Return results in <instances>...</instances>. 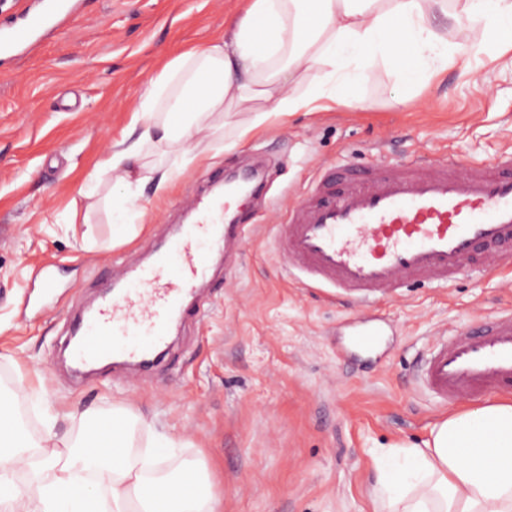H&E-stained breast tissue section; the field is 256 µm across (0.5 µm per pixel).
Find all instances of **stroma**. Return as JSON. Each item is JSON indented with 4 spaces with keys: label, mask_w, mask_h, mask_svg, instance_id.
I'll list each match as a JSON object with an SVG mask.
<instances>
[{
    "label": "stroma",
    "mask_w": 512,
    "mask_h": 512,
    "mask_svg": "<svg viewBox=\"0 0 512 512\" xmlns=\"http://www.w3.org/2000/svg\"><path fill=\"white\" fill-rule=\"evenodd\" d=\"M241 0H85L83 11L17 64L0 67V390L29 416L34 439L53 422L76 437L87 414L132 410L173 438L161 469L203 460L224 512H375L374 453L422 443L440 419L494 400L489 391L441 406L411 382L415 360L466 322L512 308V281L463 271L377 296L378 345L353 343L349 295L306 288L274 256V229L322 168L457 155L490 160L512 150V49L432 78L404 61L353 89L368 110L297 112L285 124L146 185L135 208L99 177L112 143L150 78L182 52L223 35ZM268 168L265 201H238L254 221L230 265L200 286L205 318L180 319L165 360L140 374L66 366L67 323L128 266L143 263L191 212L215 174L254 160ZM94 197H87V190ZM53 265L55 288L40 271Z\"/></svg>",
    "instance_id": "1"
}]
</instances>
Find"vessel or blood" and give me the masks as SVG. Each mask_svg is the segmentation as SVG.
I'll use <instances>...</instances> for the list:
<instances>
[{"instance_id":"vessel-or-blood-1","label":"vessel or blood","mask_w":512,"mask_h":512,"mask_svg":"<svg viewBox=\"0 0 512 512\" xmlns=\"http://www.w3.org/2000/svg\"><path fill=\"white\" fill-rule=\"evenodd\" d=\"M78 7L77 0H30L0 20V57L32 50ZM197 220L149 265L134 287L105 297L73 331L76 361L116 357L147 368L165 344L169 320L210 267L206 252H228L248 227L224 221V206L195 203ZM282 266L305 285L330 288L369 306L382 290L426 280L447 285L471 266L512 265V151L488 161L446 156L323 170L277 231ZM417 383L441 404L512 388V309L439 340L415 362Z\"/></svg>"}]
</instances>
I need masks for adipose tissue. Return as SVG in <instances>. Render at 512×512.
Masks as SVG:
<instances>
[{
    "mask_svg": "<svg viewBox=\"0 0 512 512\" xmlns=\"http://www.w3.org/2000/svg\"><path fill=\"white\" fill-rule=\"evenodd\" d=\"M447 0H245L223 37L184 52L149 82L132 112L138 135L112 146L102 175L129 193L147 184L164 190L176 168L150 163L153 155L179 154L180 165L203 159L224 139L226 117L248 113L240 135L293 113L330 109L351 87L373 80L379 68L408 54L413 68L431 77L466 54L433 21ZM456 25L474 34L476 52L503 44L512 0H454ZM404 35L407 51L397 48ZM179 165V166H180ZM133 412L112 416L100 438L89 419L78 441L46 432L33 443L18 431L11 399L0 397V505L7 512H222L206 473L183 466L159 473L151 449L132 453ZM41 457L33 476L53 472L36 501L23 503L12 481L29 464L28 448ZM378 512H512V403H490L436 423L422 445L379 449ZM94 464L99 493L82 478Z\"/></svg>",
    "mask_w": 512,
    "mask_h": 512,
    "instance_id": "adipose-tissue-1",
    "label": "adipose tissue"
}]
</instances>
